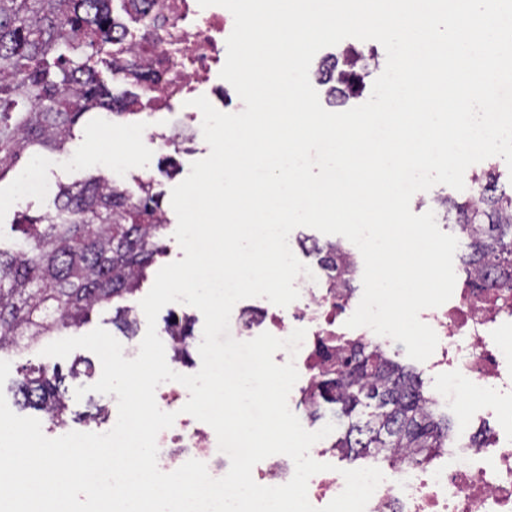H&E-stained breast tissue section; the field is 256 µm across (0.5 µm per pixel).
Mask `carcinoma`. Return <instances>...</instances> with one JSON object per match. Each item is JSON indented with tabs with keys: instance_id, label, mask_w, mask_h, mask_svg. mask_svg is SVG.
<instances>
[{
	"instance_id": "carcinoma-1",
	"label": "carcinoma",
	"mask_w": 512,
	"mask_h": 512,
	"mask_svg": "<svg viewBox=\"0 0 512 512\" xmlns=\"http://www.w3.org/2000/svg\"><path fill=\"white\" fill-rule=\"evenodd\" d=\"M113 0H0V181L24 153L72 149L74 126L107 112L131 115L139 94L116 93L100 78V56L112 51V76L146 93L161 76L143 63L144 51L118 42L124 28ZM125 14L148 23V0H120ZM374 59L372 51L346 48L324 60L318 75L335 82L337 102L357 95ZM476 193L437 199L443 220L468 239L461 256L468 276L488 288L512 285V185L500 182L497 166L473 177ZM133 197L116 180L97 175L59 187L55 210L24 222L29 229L12 248L0 247V352L28 348L83 325L97 307L115 305L112 323L130 329L132 308L118 301L135 293L155 256L164 252L166 217L159 195L140 184ZM321 265L346 288L348 270L338 263L336 244L312 243ZM175 356L188 354V323L168 324ZM23 403L60 419L67 404L58 377L43 367L23 378ZM314 395L339 406L349 419L335 447L347 457L418 464L445 447L451 428L438 417L414 373L364 344L336 358L318 376ZM359 408L365 420L352 421Z\"/></svg>"
}]
</instances>
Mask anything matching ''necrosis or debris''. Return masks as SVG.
I'll return each instance as SVG.
<instances>
[{"label": "necrosis or debris", "mask_w": 512, "mask_h": 512, "mask_svg": "<svg viewBox=\"0 0 512 512\" xmlns=\"http://www.w3.org/2000/svg\"><path fill=\"white\" fill-rule=\"evenodd\" d=\"M152 14L165 40L146 58L164 71L165 81L149 96L151 111L217 95L210 82L224 57L223 11L199 10L198 0H154ZM295 285L299 297L287 316L254 320L282 338L295 328L306 331L296 355L285 350L278 355L303 373L290 392L293 402L313 384L325 355L357 343L384 352L393 344L370 328H347L361 300L356 292L304 274ZM419 318L439 339L426 362L432 397L456 412L457 433L449 447L435 449L423 464L383 467L384 479L365 512H512V415L501 411L505 401H512V289L464 288L441 306L422 310ZM188 397L187 388L174 381L156 389L158 407L176 415L173 426L157 436L158 467L178 468L171 453L177 447L205 463L210 476L223 477L227 468L214 430L182 411ZM331 443L327 437L310 449L311 457L327 466L308 482V499L318 508L345 487L343 476L329 468L336 457Z\"/></svg>", "instance_id": "necrosis-or-debris-1"}]
</instances>
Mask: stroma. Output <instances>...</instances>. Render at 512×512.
<instances>
[{
    "mask_svg": "<svg viewBox=\"0 0 512 512\" xmlns=\"http://www.w3.org/2000/svg\"><path fill=\"white\" fill-rule=\"evenodd\" d=\"M112 131L102 130L97 124L76 126L75 134L79 147L76 158L70 165L61 168H39L28 161H20L15 172L0 181V246L7 248L19 239L22 217H36L53 212L54 198L50 195H36L17 198L16 180L23 177L31 181H45L53 184H70L104 172L108 161L122 160L124 173L122 181L131 193H138L139 180L151 181L154 192L161 195V206L167 211L168 223L164 231L165 251L156 256L147 271L138 295L128 300L129 306H138L141 295L147 294L153 285L157 272L165 265L181 259L183 252L174 238L177 217L171 210V190L183 181L193 162L207 157L210 148L202 133L201 118L187 120L181 109L142 113L128 118L112 119ZM159 129L176 136L175 147L159 148L150 140L146 129ZM11 364L9 382L22 380L27 369L46 366L56 369L61 380L60 388L65 393L68 409L63 421L56 422L46 413H39L43 427L52 430L54 436H62L75 423L89 420L97 408L111 406V396L93 392L92 384L101 376L99 358L91 351L77 349L66 358L42 355L40 347L21 352H7L0 356ZM85 388L83 397H76V388Z\"/></svg>",
    "mask_w": 512,
    "mask_h": 512,
    "instance_id": "obj_1",
    "label": "stroma"
}]
</instances>
